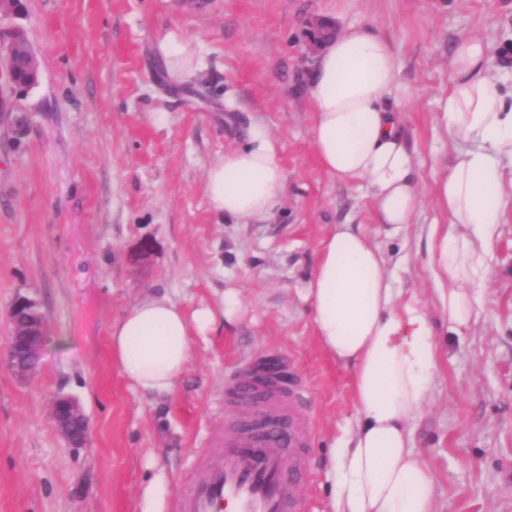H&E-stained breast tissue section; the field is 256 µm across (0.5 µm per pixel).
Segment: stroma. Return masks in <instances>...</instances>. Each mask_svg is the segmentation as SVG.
Masks as SVG:
<instances>
[{
  "label": "stroma",
  "mask_w": 512,
  "mask_h": 512,
  "mask_svg": "<svg viewBox=\"0 0 512 512\" xmlns=\"http://www.w3.org/2000/svg\"><path fill=\"white\" fill-rule=\"evenodd\" d=\"M330 0H23L0 33L24 30L38 67L30 88L0 85V512H143L161 488L170 512L199 457L224 436V375L242 360L289 361L308 387L314 429L303 512H330L333 441L355 425L351 370L322 347L304 291L336 224L382 250L402 298L440 322L427 268L438 218L432 168L453 146L434 129L448 57L465 35L491 37L512 88V0H350L346 23L390 41L408 89L401 105L420 162L421 207L387 234L365 189L329 177L309 138L307 33L337 23ZM185 64L166 62V39ZM163 121H155V114ZM280 145L288 185L270 217L216 215L209 166L250 124ZM477 321L445 336L430 402L409 422L434 479L437 512H512V211L493 245ZM234 321L194 339L176 394L152 400L113 364L109 333L136 302L164 296ZM47 316L41 369L9 365L16 296ZM76 398L85 444L57 431L51 402Z\"/></svg>",
  "instance_id": "1"
}]
</instances>
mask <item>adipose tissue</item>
Here are the masks:
<instances>
[{"instance_id": "obj_1", "label": "adipose tissue", "mask_w": 512, "mask_h": 512, "mask_svg": "<svg viewBox=\"0 0 512 512\" xmlns=\"http://www.w3.org/2000/svg\"><path fill=\"white\" fill-rule=\"evenodd\" d=\"M316 60L310 142L322 169L346 184L364 182L380 223L396 231L413 223L417 162L395 108L407 89L390 42L370 27L333 29ZM492 60L483 37L460 39L435 116L438 131L461 147L433 173L441 221L428 257L443 320L456 335L480 313L497 226L512 209L504 171L512 162V102ZM278 155L268 127L253 125L246 145L208 168L211 209L238 222L271 215L287 189ZM305 299L325 351L351 369L357 429L329 455L337 512H435L434 480L408 429L429 403L438 363L424 305L401 300L378 245L348 224L323 238ZM214 321L207 306L189 312L163 296L142 300L111 328L112 361L142 395H172L194 337Z\"/></svg>"}]
</instances>
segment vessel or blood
I'll return each instance as SVG.
<instances>
[{
  "label": "vessel or blood",
  "instance_id": "1",
  "mask_svg": "<svg viewBox=\"0 0 512 512\" xmlns=\"http://www.w3.org/2000/svg\"><path fill=\"white\" fill-rule=\"evenodd\" d=\"M305 385L289 371L259 377L247 367L224 379V408L251 406L254 417L224 436L202 477L184 484L172 512H302L301 487L310 479L312 424L300 412Z\"/></svg>",
  "mask_w": 512,
  "mask_h": 512
}]
</instances>
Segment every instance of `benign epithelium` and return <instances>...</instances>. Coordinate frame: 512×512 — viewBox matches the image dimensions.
<instances>
[{
    "instance_id": "obj_1",
    "label": "benign epithelium",
    "mask_w": 512,
    "mask_h": 512,
    "mask_svg": "<svg viewBox=\"0 0 512 512\" xmlns=\"http://www.w3.org/2000/svg\"><path fill=\"white\" fill-rule=\"evenodd\" d=\"M5 52L7 82L14 88L24 89L38 81L37 63L27 39L20 29L10 34ZM12 330L10 344L24 347L31 361H10L14 372L22 377L36 373L44 344L48 336V321L36 301L20 296L10 312ZM52 417L60 434L70 443L81 444L86 439L87 418L79 402L70 396H58L52 402Z\"/></svg>"
}]
</instances>
